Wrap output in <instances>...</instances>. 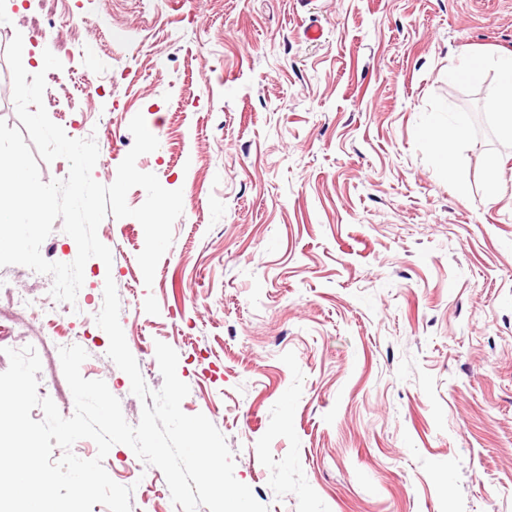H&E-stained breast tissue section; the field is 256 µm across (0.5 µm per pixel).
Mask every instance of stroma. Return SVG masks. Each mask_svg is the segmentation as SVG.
I'll return each mask as SVG.
<instances>
[{"label": "stroma", "mask_w": 512, "mask_h": 512, "mask_svg": "<svg viewBox=\"0 0 512 512\" xmlns=\"http://www.w3.org/2000/svg\"><path fill=\"white\" fill-rule=\"evenodd\" d=\"M38 8L0 0V120L19 124V33L61 60L44 106L95 137L94 179L114 182L140 114L159 147L136 166L184 202L152 285L141 224L107 217L112 261H87L84 316L18 309L15 335L81 346L82 376L138 424L95 322L113 278L148 387L160 341L182 411L224 435L269 512H512V142L493 73L448 75L462 52L512 50V0H60L51 26H20ZM458 112L463 195L425 133ZM129 454L114 445L103 466L132 512H176L163 472H125Z\"/></svg>", "instance_id": "stroma-1"}]
</instances>
